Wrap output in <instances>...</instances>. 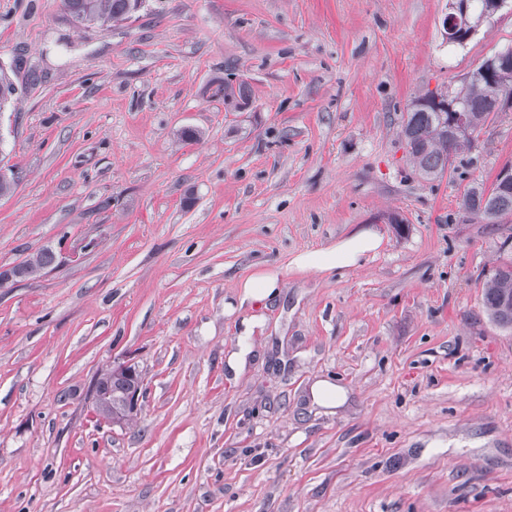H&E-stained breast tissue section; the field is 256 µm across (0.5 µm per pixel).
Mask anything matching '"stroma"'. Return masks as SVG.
Returning a JSON list of instances; mask_svg holds the SVG:
<instances>
[{"instance_id": "1", "label": "stroma", "mask_w": 512, "mask_h": 512, "mask_svg": "<svg viewBox=\"0 0 512 512\" xmlns=\"http://www.w3.org/2000/svg\"><path fill=\"white\" fill-rule=\"evenodd\" d=\"M447 10L144 0L85 30L0 0V268L58 256L0 287V512H512V330L481 301L512 216L458 205L512 164V107L437 182L399 136L512 46V13L457 47ZM361 229L383 245L360 265L293 266ZM264 272L279 296L241 302ZM115 362L143 386L112 427L88 397ZM56 262V254L51 248H42L35 253L29 254L23 261L17 264L23 272L25 279L36 278L42 271Z\"/></svg>"}]
</instances>
